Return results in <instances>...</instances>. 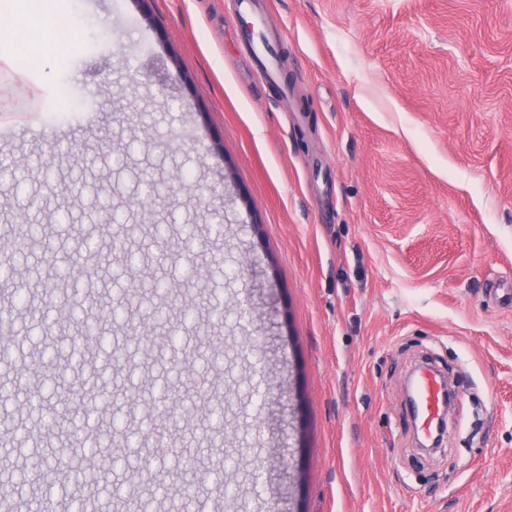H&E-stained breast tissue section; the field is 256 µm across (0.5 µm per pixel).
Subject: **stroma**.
<instances>
[{
	"label": "stroma",
	"mask_w": 512,
	"mask_h": 512,
	"mask_svg": "<svg viewBox=\"0 0 512 512\" xmlns=\"http://www.w3.org/2000/svg\"><path fill=\"white\" fill-rule=\"evenodd\" d=\"M75 17L80 40L54 69L13 27L0 60V161L53 159L16 194L0 181V234L41 224L23 280L33 311L13 310L26 343L0 363V384L38 358L46 337L32 313L84 306V288L109 303L123 255L172 284L171 321L193 309L185 347L144 359L129 328L103 311L124 360L49 365L58 380H103L100 422L136 425L146 404L125 395V362L151 387L181 360L182 386L210 378L199 335L224 342V430L202 419L169 426L170 445L208 457L223 444L231 490L222 512H512V0H258L286 54L276 92L245 56L236 0H49ZM65 88L70 104L59 107ZM159 195L126 206L139 179ZM86 189L63 194L60 184ZM115 186L98 196L95 185ZM39 208H23V195ZM206 195L208 207L198 203ZM118 213L108 223L105 208ZM175 216L166 250L147 227ZM193 226L192 251L180 233ZM90 238L102 245L87 287L61 285L58 258ZM206 282L185 280L189 264ZM221 302L223 323L209 322ZM454 393L436 452L422 453L404 388L424 368ZM60 390L61 425L49 458L80 463L89 435ZM96 483L73 472L87 512H120L116 483L180 512L212 480L186 486L153 451L132 469L102 450ZM166 482L167 496L153 494Z\"/></svg>",
	"instance_id": "stroma-1"
}]
</instances>
